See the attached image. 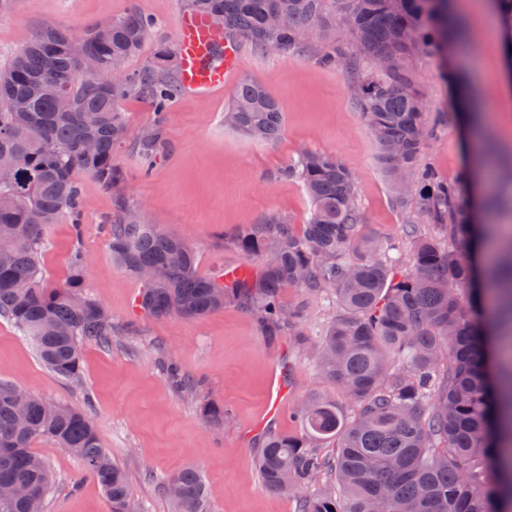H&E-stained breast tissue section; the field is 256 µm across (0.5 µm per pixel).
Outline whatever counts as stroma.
<instances>
[{
	"label": "stroma",
	"instance_id": "35a3bbf8",
	"mask_svg": "<svg viewBox=\"0 0 512 512\" xmlns=\"http://www.w3.org/2000/svg\"><path fill=\"white\" fill-rule=\"evenodd\" d=\"M134 8L156 22L140 54L124 65L129 72L141 70L150 64L157 40L176 41L187 0H8L0 9V66L45 25L80 38ZM461 23L460 45L442 53L422 50L415 61L416 82L425 96L423 120L431 131L422 163L448 181H465L470 174L466 121L448 74L464 73L480 103L494 104L499 94L498 46L487 42L479 14L462 16ZM325 43V36H312L284 58L241 42L235 74L222 91L178 94L160 113L138 91L122 102L129 135L116 160L127 175L124 196L160 231L194 249L200 274L245 265L230 244L242 227L272 219L296 227L309 221L312 204L304 186L281 175L302 150L337 155L354 174L366 218L363 232L372 242L399 241L403 225L411 221L409 209L392 199L377 144L352 93L358 74L370 72L372 63L362 60L356 69L323 66L319 56ZM245 78L265 85L280 103L285 128L276 144L252 140L224 123V112ZM150 128L159 130L161 146L148 161L139 142ZM485 131L502 162L501 191L510 194L512 112L501 113ZM76 179L82 231L73 234L66 221L51 227L43 274L47 284H60L74 254L83 253L85 291L111 311L112 341L84 344L83 379L72 385L48 371L31 342L0 317V382L59 404H90L102 446L128 477L131 512H172L163 483L186 466L200 471L209 512H298L296 496L264 488L255 460L266 433L297 430L289 414L311 397L342 401L347 416L356 412L322 378L316 363L318 342L337 315L334 294L286 289L284 304L301 308L303 316L297 333L272 340L263 335L256 316L236 304L200 319H152L135 306L140 282L112 260L105 231L116 209L111 189L85 173ZM276 376L286 389L284 412L268 420L264 414ZM180 377L189 380V387L177 385ZM206 401L223 405V425L204 420L200 406ZM34 448L55 475L44 512H111L92 478L74 484L81 464L70 453L48 440Z\"/></svg>",
	"mask_w": 512,
	"mask_h": 512
}]
</instances>
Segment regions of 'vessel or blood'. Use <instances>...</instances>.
Returning <instances> with one entry per match:
<instances>
[{
	"instance_id": "b4317fda",
	"label": "vessel or blood",
	"mask_w": 512,
	"mask_h": 512,
	"mask_svg": "<svg viewBox=\"0 0 512 512\" xmlns=\"http://www.w3.org/2000/svg\"><path fill=\"white\" fill-rule=\"evenodd\" d=\"M215 40L214 30L207 17L198 14L183 16L179 26L180 72L185 90L216 92L235 71L233 45H225L223 57L209 60Z\"/></svg>"
}]
</instances>
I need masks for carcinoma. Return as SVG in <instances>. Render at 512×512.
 Segmentation results:
<instances>
[{
  "instance_id": "obj_1",
  "label": "carcinoma",
  "mask_w": 512,
  "mask_h": 512,
  "mask_svg": "<svg viewBox=\"0 0 512 512\" xmlns=\"http://www.w3.org/2000/svg\"><path fill=\"white\" fill-rule=\"evenodd\" d=\"M233 39L281 57L297 53L304 33L320 30L332 46L320 63L354 65L363 55L384 60L378 78L354 85L364 120L388 175L392 197L437 226L421 233L406 224L410 243L406 268L361 233L357 184L334 154L303 151L283 170L300 180L313 204L308 223L295 230L272 220L238 231L233 247L261 268L231 278H211L196 269L183 240L160 232L142 211L122 202L109 224L112 257L128 275L143 270L157 278L142 282L137 306L161 320L173 314L200 318L227 304L253 311L270 336L300 317L281 303L284 289L308 294L330 289L336 316L320 346L322 376L357 406L352 418L336 403L315 397L293 418L301 434H270L257 469L273 493L300 492V512H512V467L497 452L512 440V388L496 390L485 368L493 332L478 316L476 272L467 253L454 245L475 241L483 225L467 206L466 186L420 168L427 134L423 94L412 65L423 48L448 49L459 37L451 0H188ZM110 39L95 45L104 66L117 75L112 86L84 77L76 68L79 47L91 34L74 38L47 25L12 62L0 68V239L14 249L0 254V316L34 344L42 364L59 379H81V352L89 340L112 341V313L84 291L83 255L75 256L65 281L43 282L47 229L66 218L81 233L78 171L112 188L121 198L125 172L115 160L128 135L119 102L135 89L147 91L155 109L173 97L165 75L178 68V48L156 44L150 65L130 73L124 63L138 55L153 27L132 10L107 22ZM348 29L353 49L338 38ZM69 96L74 111H58ZM224 123L251 139L277 143L284 116L260 83L244 79L224 112ZM512 285V258L486 272L492 288ZM13 384L0 383V484L20 486L44 497L53 474L32 448L47 439L82 464L79 483L89 476L102 488L112 512H130L124 471L102 447L88 405L33 403L21 426L12 407ZM310 439L336 441L325 457ZM497 470L502 482L487 483ZM329 483L308 492L313 477ZM173 512H208V491L193 467L166 483ZM342 498L336 499V491Z\"/></svg>"
}]
</instances>
